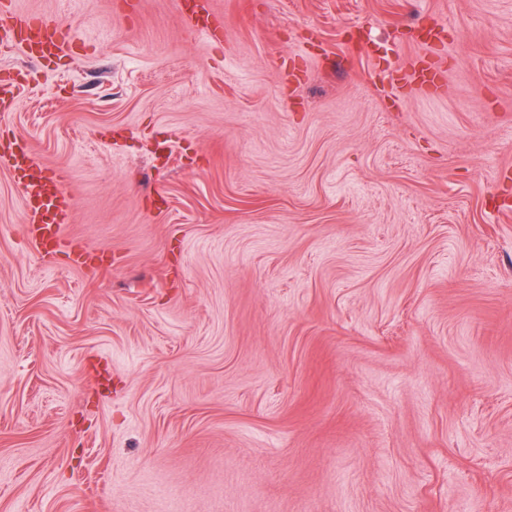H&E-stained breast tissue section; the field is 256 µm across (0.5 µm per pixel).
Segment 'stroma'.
<instances>
[{"instance_id": "1", "label": "stroma", "mask_w": 512, "mask_h": 512, "mask_svg": "<svg viewBox=\"0 0 512 512\" xmlns=\"http://www.w3.org/2000/svg\"><path fill=\"white\" fill-rule=\"evenodd\" d=\"M15 3L0 512H512V0ZM21 48L32 59L44 60L62 54L68 43L60 36L53 15L33 16L19 11L11 0L0 1V52ZM187 18L192 24V27L199 33L209 34L217 29L214 23L216 19L209 9L208 0H197L192 10H187ZM0 162L11 167H17L28 164L33 168V160L26 145L18 142L0 143ZM18 148L17 152L15 149ZM66 173L54 171L49 176L30 175L25 184V223L28 234L38 248L52 254L61 242V225L69 213L70 197L65 188ZM53 216L51 224L46 221V211ZM52 248H48L52 246Z\"/></svg>"}]
</instances>
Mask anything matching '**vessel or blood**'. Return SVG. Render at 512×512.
I'll list each match as a JSON object with an SVG mask.
<instances>
[{
	"instance_id": "1",
	"label": "vessel or blood",
	"mask_w": 512,
	"mask_h": 512,
	"mask_svg": "<svg viewBox=\"0 0 512 512\" xmlns=\"http://www.w3.org/2000/svg\"><path fill=\"white\" fill-rule=\"evenodd\" d=\"M187 17L193 28L207 34L215 31V17L209 0H196ZM21 48L30 58L44 60L62 54L68 47L54 16L19 11L12 0H0V52ZM26 146L8 142L0 145V162L11 167L31 163ZM66 174L58 170L47 175L30 176L25 185V222L28 234L38 248L58 245L61 226L69 213L70 197L65 188Z\"/></svg>"
}]
</instances>
